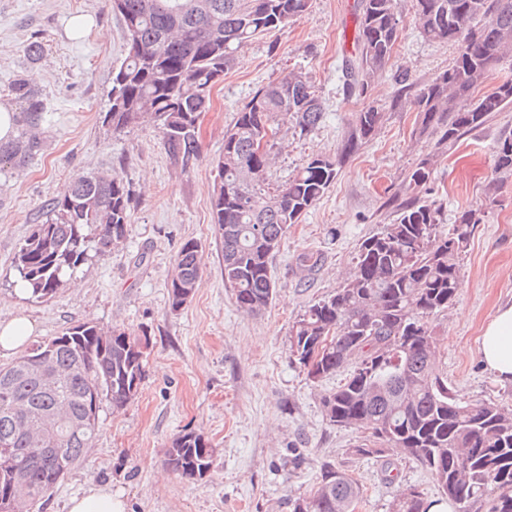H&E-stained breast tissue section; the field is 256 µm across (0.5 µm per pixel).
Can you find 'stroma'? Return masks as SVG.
Here are the masks:
<instances>
[{
  "instance_id": "35a3bbf8",
  "label": "stroma",
  "mask_w": 512,
  "mask_h": 512,
  "mask_svg": "<svg viewBox=\"0 0 512 512\" xmlns=\"http://www.w3.org/2000/svg\"><path fill=\"white\" fill-rule=\"evenodd\" d=\"M355 3L311 0L307 14L252 40L215 85L212 107L198 121L199 154L184 162L151 124L120 134L102 124L112 71L126 52L122 23L106 0H0V90L20 74L47 104L40 151L24 167L0 172V320L28 317L36 342L91 322L147 343L136 397L119 409L102 402L84 462L54 488L43 512H68L71 500L93 487L110 488L126 512H290L289 498L307 494L326 463L362 485L356 512H388L412 488L438 499L435 481L417 461L393 452L355 454L360 432L331 425L321 404L345 372L310 380L289 342L296 318L352 272L361 241L392 222L387 199L428 153L437 156L431 196L446 218L465 208L485 211L462 263V287L433 321L438 370L461 400L512 409V385L498 383L477 353L483 326L512 299V178L499 180L493 160L497 139L512 132V109L449 149H437L434 136H415L414 108L392 104L396 76L406 69L416 85L429 83L448 69L457 49L421 37L412 0H396L402 31L385 72L366 99L346 98L341 66L352 50ZM78 18L83 28H75ZM33 40L45 48L36 64L25 56ZM289 71L309 76L324 116L311 134L277 135L270 181H287L311 157L335 158L366 103L383 106L385 120L315 206L289 226L271 258L276 295L252 315L224 286L223 244L211 222L214 166L239 109ZM90 172L129 187L134 203L126 238L112 254L78 267L51 298L28 300L17 286L15 253L45 220L48 202ZM191 238L202 247L203 272L192 298L174 312L167 285ZM306 253L320 256L309 270L298 264ZM186 432L203 434L216 452L200 480L180 478L164 463L172 439Z\"/></svg>"
}]
</instances>
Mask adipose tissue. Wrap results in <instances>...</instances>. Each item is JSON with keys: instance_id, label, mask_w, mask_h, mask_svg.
Wrapping results in <instances>:
<instances>
[{"instance_id": "ef3b65f1", "label": "adipose tissue", "mask_w": 512, "mask_h": 512, "mask_svg": "<svg viewBox=\"0 0 512 512\" xmlns=\"http://www.w3.org/2000/svg\"><path fill=\"white\" fill-rule=\"evenodd\" d=\"M481 362L497 381L512 384V303L497 308L478 348Z\"/></svg>"}]
</instances>
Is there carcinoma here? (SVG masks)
Returning a JSON list of instances; mask_svg holds the SVG:
<instances>
[{
	"mask_svg": "<svg viewBox=\"0 0 512 512\" xmlns=\"http://www.w3.org/2000/svg\"><path fill=\"white\" fill-rule=\"evenodd\" d=\"M122 21L126 56L112 76L103 123L121 133L140 121L160 129L169 152L185 161L197 156L195 122L209 110L211 91L236 53L257 36L306 14L310 0H107ZM414 16L428 41L457 47L452 65L414 90L408 71L398 73L399 96L416 91V135L434 134L451 146L512 107V77L493 91L473 96L489 70L512 58V0H413ZM396 0H358L354 42L359 52L343 64L346 97L364 98L383 73L400 37ZM18 106V136L0 141V166L22 167L41 149L37 134L46 111L41 91L25 77L8 86ZM473 97L471 108L456 100ZM294 132L311 133L323 118L315 86L288 72L256 91L224 132L217 161L219 181L211 194L212 223L224 243V285L237 305L257 314L276 294L270 258L288 226L296 224L336 180L344 158L371 139L383 112L368 106L336 159L311 158L287 183L267 179V153L253 140L278 116ZM434 160L428 155L394 195L396 219L360 244L353 273L336 291L294 322L290 348L312 381L352 370L322 397L333 425L366 433L354 449L381 456L392 450L419 462L456 512H512V411L494 401L466 403L436 368L439 338L432 321L452 305L461 261L482 209L457 213L442 231L441 204L429 194ZM494 168L512 175V133L494 146ZM133 204L122 180L110 175L74 178L47 206L14 256L18 281L30 298L51 297L65 278L95 256L112 253L125 238ZM202 272L201 245L186 241L169 284L176 312L193 296ZM141 343L122 332L78 323L32 345L0 367V448L13 449L14 467H0V512H32L92 446L102 401H132L144 376ZM63 420L56 441L31 431L43 415ZM215 450L195 432L176 436L165 463L184 479L211 471ZM363 497L357 481L331 464L306 496L288 500L291 512H356ZM436 502L417 489L390 504L389 512H431Z\"/></svg>",
	"mask_w": 512,
	"mask_h": 512,
	"instance_id": "1",
	"label": "carcinoma"
}]
</instances>
